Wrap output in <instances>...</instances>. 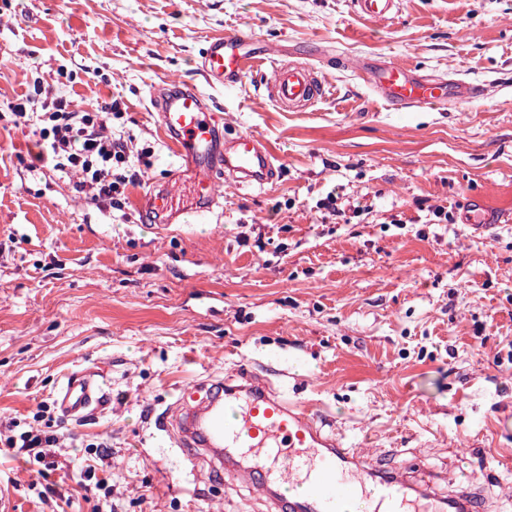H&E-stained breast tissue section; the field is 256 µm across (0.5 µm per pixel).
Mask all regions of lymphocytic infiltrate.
I'll return each instance as SVG.
<instances>
[{
	"label": "lymphocytic infiltrate",
	"instance_id": "1",
	"mask_svg": "<svg viewBox=\"0 0 512 512\" xmlns=\"http://www.w3.org/2000/svg\"><path fill=\"white\" fill-rule=\"evenodd\" d=\"M116 110L113 102L76 110L61 99L36 114L27 112L21 103L12 107L15 127L38 129L35 169L61 173L71 178L74 189L92 204L121 212L126 189L139 183L143 166L150 163L151 150H134L131 139L113 132ZM49 410V405L40 404L33 415L34 427L25 431L19 430L16 419H0V446L54 466L61 436L38 426Z\"/></svg>",
	"mask_w": 512,
	"mask_h": 512
}]
</instances>
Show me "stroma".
<instances>
[{
  "label": "stroma",
  "instance_id": "stroma-1",
  "mask_svg": "<svg viewBox=\"0 0 512 512\" xmlns=\"http://www.w3.org/2000/svg\"><path fill=\"white\" fill-rule=\"evenodd\" d=\"M230 31L484 92L449 112L396 110L337 64L318 102L283 112L264 90L268 60L232 90L207 87L197 61ZM166 82L202 90L226 135L265 140L275 181L224 187L205 220H141L143 197L178 168L150 99ZM56 98L119 102L113 131L151 147L126 219L27 170L35 138L10 107ZM330 196L360 209L336 216ZM474 199L491 226L464 223ZM241 365L345 447L478 480L489 512H512V0H403L379 24L347 0H0V417L32 423L85 369L102 398L83 418L53 417L73 434L56 469L0 454V499L98 512L73 476L86 444L105 442L115 512H268L254 490L193 472L158 426L178 397H202V378Z\"/></svg>",
  "mask_w": 512,
  "mask_h": 512
}]
</instances>
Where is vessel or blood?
I'll return each instance as SVG.
<instances>
[{
  "instance_id": "b4317fda",
  "label": "vessel or blood",
  "mask_w": 512,
  "mask_h": 512,
  "mask_svg": "<svg viewBox=\"0 0 512 512\" xmlns=\"http://www.w3.org/2000/svg\"><path fill=\"white\" fill-rule=\"evenodd\" d=\"M350 8L363 20L379 23L400 12L401 0H351ZM278 55L266 84L268 98L282 110L312 106L324 92L320 70L286 50ZM267 57L252 38L228 32L209 41L199 69L211 88H229ZM350 65L398 110L445 112L470 102L476 90L467 79L420 74L391 61L359 56ZM156 111L160 130L185 167L192 206L181 207L170 191H150L143 209L154 223L181 224L187 213L212 212L218 180L261 189L275 178L277 166L268 146L250 132L225 136L197 89L157 98ZM204 389L203 398L168 410L160 427L185 460L206 463L210 472L257 489L270 512H354L358 505L363 512H486L480 487L452 483L442 495L435 488V474L422 467L376 470L373 459L344 447L318 413L291 403L256 373H245L235 385L210 381ZM96 400L94 371L68 376L61 394L66 416H80Z\"/></svg>"
}]
</instances>
